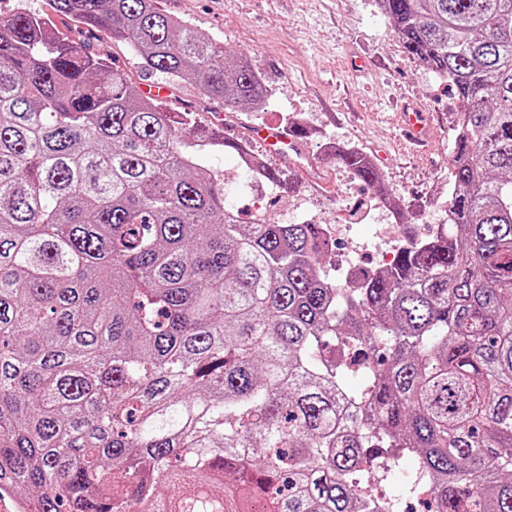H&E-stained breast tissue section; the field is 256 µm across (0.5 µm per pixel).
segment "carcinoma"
<instances>
[{
    "instance_id": "cac0c4a2",
    "label": "carcinoma",
    "mask_w": 512,
    "mask_h": 512,
    "mask_svg": "<svg viewBox=\"0 0 512 512\" xmlns=\"http://www.w3.org/2000/svg\"><path fill=\"white\" fill-rule=\"evenodd\" d=\"M377 2L453 92L451 218L348 283L324 225L241 223L228 143L95 41L229 112L269 96L247 59L158 0L0 16V491L27 512H401L371 489L405 454L432 512H512V0ZM99 50L104 55L109 56L115 65H118L122 68H125L127 70H132L134 73L133 81L136 86V90L139 95H143L142 87L143 84L146 81H155L158 83H162L166 85L169 89V95L171 94V88L169 87L167 81L161 76V75H142L139 72H137V59L129 52L127 51L122 45L120 44H112V41L109 40L106 37H100V40L98 42ZM237 154L234 151L220 152L213 159L214 165L224 171V194L239 210L247 221L252 216V203L243 191L236 173Z\"/></svg>"
}]
</instances>
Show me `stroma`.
I'll use <instances>...</instances> for the list:
<instances>
[{
  "instance_id": "1",
  "label": "stroma",
  "mask_w": 512,
  "mask_h": 512,
  "mask_svg": "<svg viewBox=\"0 0 512 512\" xmlns=\"http://www.w3.org/2000/svg\"><path fill=\"white\" fill-rule=\"evenodd\" d=\"M179 15L247 55L271 91L257 112L235 113L224 135L248 138L256 126L287 129L295 113L305 124L306 157L287 163L252 151L267 165L292 170L299 184L281 193L271 214L296 222L299 212L321 224L348 225L352 238L369 237L355 215L370 189L354 180L320 145L334 138L370 154L418 232L430 229L451 193L452 120L456 106L446 82L409 55L375 0H161ZM421 102L428 112L430 145L414 153L399 136L395 101Z\"/></svg>"
}]
</instances>
